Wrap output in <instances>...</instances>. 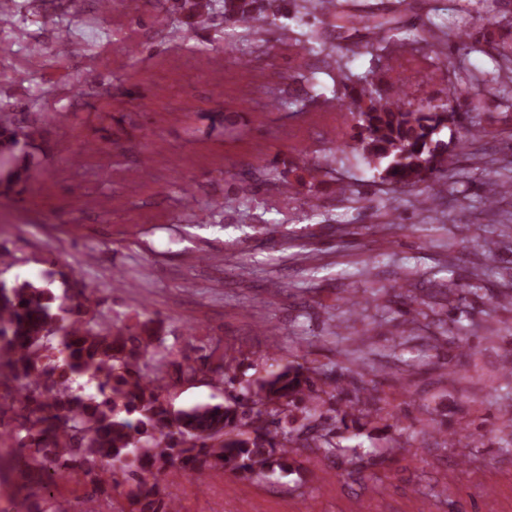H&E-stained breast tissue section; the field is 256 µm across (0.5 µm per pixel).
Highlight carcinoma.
I'll return each mask as SVG.
<instances>
[{"mask_svg":"<svg viewBox=\"0 0 512 512\" xmlns=\"http://www.w3.org/2000/svg\"><path fill=\"white\" fill-rule=\"evenodd\" d=\"M278 15L280 5L271 0H224V18L235 22ZM336 19L385 32L395 24L383 13ZM301 43L313 56L326 54L312 30ZM486 53L512 61L505 42H486ZM348 81L337 103L356 108L357 151L387 184H423V200L435 201L434 186L448 168L447 144L438 134L452 115L385 99L365 75ZM18 143L12 118L1 112L0 156ZM62 280L60 295L27 279L0 280V468L36 488L27 512H59L52 487L65 475L88 491L85 512H178L167 485L181 474L202 480L222 469L267 478L290 471L308 448L340 461L356 483L380 481L373 468L389 448L366 452L333 442L338 429L370 424L371 414L352 413L374 400L366 381L288 365L241 388L226 375L224 402L176 410L161 372L193 381L212 355L184 363L162 339L143 337L145 322L118 329L101 324L94 290L73 270ZM79 378L96 393L73 388Z\"/></svg>","mask_w":512,"mask_h":512,"instance_id":"carcinoma-1","label":"carcinoma"}]
</instances>
